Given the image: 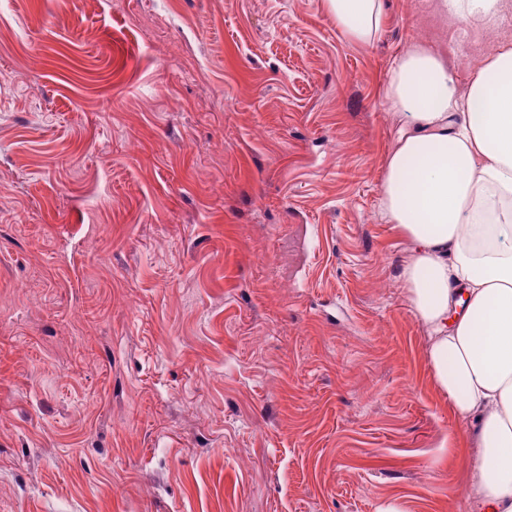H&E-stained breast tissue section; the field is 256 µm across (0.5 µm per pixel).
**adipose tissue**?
Segmentation results:
<instances>
[{"label": "adipose tissue", "mask_w": 512, "mask_h": 512, "mask_svg": "<svg viewBox=\"0 0 512 512\" xmlns=\"http://www.w3.org/2000/svg\"><path fill=\"white\" fill-rule=\"evenodd\" d=\"M351 41H372L382 0H326ZM462 23L491 24L512 0H439ZM386 98L400 123L381 207L407 244L402 279L425 326L436 389L476 426L479 466L469 497L512 512V44L484 57L459 88L442 56L412 46L394 63Z\"/></svg>", "instance_id": "1"}]
</instances>
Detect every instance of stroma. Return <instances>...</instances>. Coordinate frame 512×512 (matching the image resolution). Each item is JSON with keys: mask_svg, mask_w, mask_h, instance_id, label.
Segmentation results:
<instances>
[{"mask_svg": "<svg viewBox=\"0 0 512 512\" xmlns=\"http://www.w3.org/2000/svg\"><path fill=\"white\" fill-rule=\"evenodd\" d=\"M385 0H0V512H477L380 183ZM329 15L351 41H372L384 21L382 0H326Z\"/></svg>", "mask_w": 512, "mask_h": 512, "instance_id": "stroma-1", "label": "stroma"}]
</instances>
